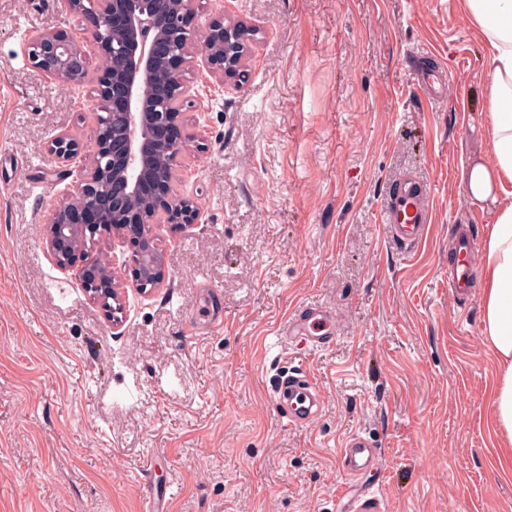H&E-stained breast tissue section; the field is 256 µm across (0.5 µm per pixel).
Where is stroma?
I'll list each match as a JSON object with an SVG mask.
<instances>
[{"mask_svg": "<svg viewBox=\"0 0 512 512\" xmlns=\"http://www.w3.org/2000/svg\"><path fill=\"white\" fill-rule=\"evenodd\" d=\"M221 7L258 43L240 87L200 60L186 74L208 148L175 188L204 222L154 226L167 281L128 288L116 330L43 244L77 171L48 146L91 141L93 89L39 76L22 44L77 20L63 0H0V512H146L148 478L165 512H339L372 487L389 512H512L484 292L448 286L454 232L482 243L499 207L462 178L493 160L492 66L463 0H200L195 26ZM406 172L433 213L407 250L383 224ZM306 303L335 312L334 343L280 348ZM293 368L325 393L305 426L271 397ZM358 433L381 456L354 482L338 450Z\"/></svg>", "mask_w": 512, "mask_h": 512, "instance_id": "obj_1", "label": "stroma"}]
</instances>
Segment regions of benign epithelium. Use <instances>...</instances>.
I'll return each instance as SVG.
<instances>
[{"label":"benign epithelium","mask_w":512,"mask_h":512,"mask_svg":"<svg viewBox=\"0 0 512 512\" xmlns=\"http://www.w3.org/2000/svg\"><path fill=\"white\" fill-rule=\"evenodd\" d=\"M80 33L62 28L33 32L23 44L37 74L71 87L94 84L96 127L104 135L89 144L62 130L49 152L59 164L79 163L45 224V245L58 266L80 267L82 287L112 328L126 319L125 285L112 263H99L82 243L100 246L117 235L132 252L133 286L142 293L161 287L166 260L155 246L154 224L186 232L200 223L198 201L174 188L184 157L206 149L184 106L195 95L186 73L199 56L222 85L238 87L256 46L258 30L219 9L203 26V38L224 46L216 54L193 32L197 0H64ZM102 61L90 69V56Z\"/></svg>","instance_id":"7a95c632"}]
</instances>
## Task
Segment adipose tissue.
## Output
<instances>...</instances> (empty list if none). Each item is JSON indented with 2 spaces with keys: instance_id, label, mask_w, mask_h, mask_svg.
I'll list each match as a JSON object with an SVG mask.
<instances>
[{
  "instance_id": "1",
  "label": "adipose tissue",
  "mask_w": 512,
  "mask_h": 512,
  "mask_svg": "<svg viewBox=\"0 0 512 512\" xmlns=\"http://www.w3.org/2000/svg\"><path fill=\"white\" fill-rule=\"evenodd\" d=\"M492 64L491 164L471 167L468 195L477 201L512 185V0H464ZM482 336L499 363L493 407L499 431L512 441V203L502 206L482 244Z\"/></svg>"
}]
</instances>
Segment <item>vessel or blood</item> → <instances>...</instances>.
Instances as JSON below:
<instances>
[{
	"label": "vessel or blood",
	"instance_id": "obj_1",
	"mask_svg": "<svg viewBox=\"0 0 512 512\" xmlns=\"http://www.w3.org/2000/svg\"><path fill=\"white\" fill-rule=\"evenodd\" d=\"M432 221L426 191L412 174L398 178L394 190V204L384 217L391 238L409 248L418 245L426 236ZM473 244L469 237L457 240V262L450 286L456 293L465 294L474 284L475 269L471 254ZM333 313L322 305H306L290 316L280 327L277 336L281 345L300 343L313 349L329 346L334 340ZM275 404L291 425H306L322 412L324 399L320 386L307 372H287L280 375L272 389ZM342 469L351 476L373 469L380 452L373 440L363 434L347 438L339 450ZM350 512H387V500L378 491L358 493L351 502Z\"/></svg>",
	"mask_w": 512,
	"mask_h": 512
}]
</instances>
